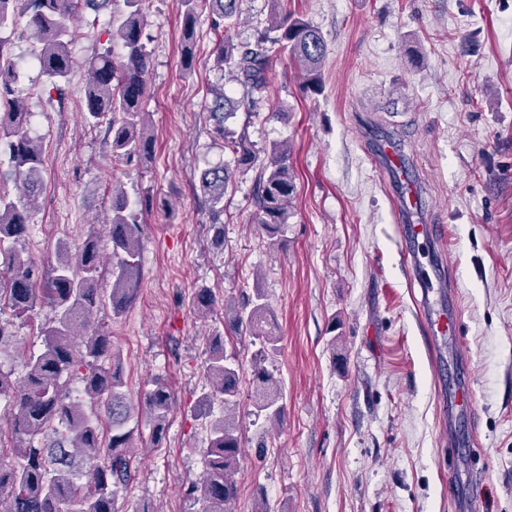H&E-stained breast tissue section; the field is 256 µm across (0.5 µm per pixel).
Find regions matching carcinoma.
<instances>
[{
  "label": "carcinoma",
  "instance_id": "carcinoma-1",
  "mask_svg": "<svg viewBox=\"0 0 512 512\" xmlns=\"http://www.w3.org/2000/svg\"><path fill=\"white\" fill-rule=\"evenodd\" d=\"M143 2L123 0V8L118 9L116 0H0V165L8 163L20 183L19 200L0 195V311L20 320L31 318L42 303L54 311L53 319L40 327L42 349L22 358L21 373L0 367V399L6 402L3 417L10 431L9 447L0 449V512H119L118 500L135 468L132 449L141 439V423L150 426L157 443L173 408L171 393L160 383L145 394L142 405H134L122 392L121 363L112 350L111 336L102 329L90 333L88 324L79 322L106 303L119 316L136 300L143 215L154 208V198L143 199L134 209L124 192L112 191V216L107 222L112 289L107 301L98 288L103 264L96 236L86 238L75 253L65 244L58 246L56 264L41 284L30 259L17 248L30 231L32 205L42 189L44 151L30 133V113L3 33L25 21L37 35L35 56L42 72L56 85L69 78L74 66L69 49L71 19L82 7L108 13L104 25L112 30V46L121 53L108 48L88 61L81 116L88 126L105 125L112 158L131 164L149 157L153 143L145 121L151 58L143 43ZM205 2L214 32H225L238 21L239 0ZM182 5V66L189 70L198 0H182ZM278 49L288 52L301 72L304 90L320 93L325 42L313 26L292 13H276L269 27L250 43L238 46L225 40L214 48L216 65L247 93L243 100L220 88L207 105L213 132L224 140L235 163L233 168L210 166L200 176L217 245L224 244V195L237 169L256 170L252 202L266 235L274 238L288 223L296 190L288 143L272 145L262 158L245 133L230 125L245 102L264 92L271 53ZM191 304L206 316L223 302L213 289L202 286ZM224 315L236 333L262 341L252 370L253 406L268 419L280 421L285 414L282 386L262 366L279 343L266 294L256 288L242 307L226 308ZM231 359L223 340L213 339L207 357L211 390L201 398V405L218 400L226 411L238 405L240 366ZM75 378L83 385L78 398L70 387ZM204 453L207 474L187 484L185 498L202 504V512H233L240 454L237 424L227 417L213 421Z\"/></svg>",
  "mask_w": 512,
  "mask_h": 512
}]
</instances>
